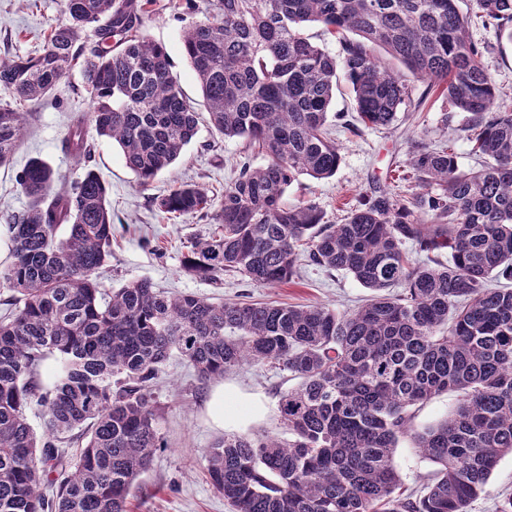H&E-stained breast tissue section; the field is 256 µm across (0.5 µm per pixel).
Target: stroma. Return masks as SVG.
Returning <instances> with one entry per match:
<instances>
[{
  "label": "stroma",
  "mask_w": 512,
  "mask_h": 512,
  "mask_svg": "<svg viewBox=\"0 0 512 512\" xmlns=\"http://www.w3.org/2000/svg\"><path fill=\"white\" fill-rule=\"evenodd\" d=\"M461 13L470 15L471 39L485 50L487 66L505 105L512 107V43L501 39L496 28L473 19L472 0H459ZM209 0H155L145 20L143 35L167 48L173 73L187 98L199 113L195 139L182 157L162 171L147 187H140L127 168L118 145L94 138L92 164L104 181L112 206L111 257L99 280L105 287H120L146 279L167 293L191 292L214 300H251L289 306L324 305L349 312L367 301L370 292L349 274L302 263L293 280L271 288L251 284L241 276L224 274L208 281L183 268L191 240L213 229L209 215L176 216L161 212L157 197L184 182L202 187L214 199H222L233 181L235 165L244 152L239 139H227L212 131L204 111L202 93L181 47L185 27L205 19ZM63 0H0V60L37 53L51 26L64 21ZM424 82H416L412 95L422 98L418 108L402 112L394 128L343 130L337 139L342 159L334 176L314 180L299 177L284 200L314 202L326 221H340L345 211L362 196L380 187L391 193L406 190L402 179L411 139H449L460 171L475 168L477 161L465 138L467 115L451 111L437 94H426ZM90 95L79 69L69 71L48 98L21 103L26 134L12 161L0 166V265L10 263L6 234L11 215L25 210L28 199L15 182L27 160L40 157L57 170L67 183L83 174L82 165L67 154L63 138L74 113L87 111ZM451 121H443L445 112ZM296 378L277 365L247 362L223 378L201 380L194 368L175 355L164 366L152 391L158 412L157 428L163 446L157 449L150 469L132 488L129 512H233L212 487L207 473V450L224 434L284 435L278 416L281 392L294 387ZM223 390L227 415L223 425L211 420L208 408L216 390ZM404 493H418L434 466L402 439L394 455ZM512 496V455L496 465L486 491L471 505V512H498L503 497Z\"/></svg>",
  "instance_id": "stroma-1"
}]
</instances>
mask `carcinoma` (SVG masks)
<instances>
[{"label":"carcinoma","mask_w":512,"mask_h":512,"mask_svg":"<svg viewBox=\"0 0 512 512\" xmlns=\"http://www.w3.org/2000/svg\"><path fill=\"white\" fill-rule=\"evenodd\" d=\"M457 2L215 0L183 34L212 129L264 158L238 164L212 216L217 231L191 243L185 270L257 286L289 281L302 261L343 270L372 292L350 313L167 296L146 279L103 289L112 242L104 183L88 167L65 186L44 160L26 163L17 182L30 202L12 219V262L0 267L13 306L0 317V512H128L133 484L162 447L151 386L175 353L202 379L246 361L299 379L278 401L288 440L226 433L208 450L210 483L235 512H469L512 454V288L489 285L512 280V110L494 109L496 85ZM473 2L512 42V0ZM150 3L65 0L66 21L38 53L0 62V87L21 102L79 67L92 103L74 117L67 151L78 163L92 157L91 126L119 145L143 187L198 132L167 49L140 34ZM312 23L337 39L338 54L305 34ZM377 47L404 71H391ZM341 75L368 128L397 121L412 103L410 81L440 89L469 115L463 132L481 167L462 173L447 142L413 140L408 193L376 188L338 224L311 201L285 204L299 176L326 179L340 165L329 118ZM23 129V113L0 103V165ZM157 206L188 216L212 200L185 182ZM408 243L427 261L412 264ZM448 391L457 393L452 414L412 430L411 408ZM34 405L40 436L27 419ZM407 436L437 466L414 499L400 493L394 466ZM72 443L80 452L68 470L63 445Z\"/></svg>","instance_id":"1"}]
</instances>
